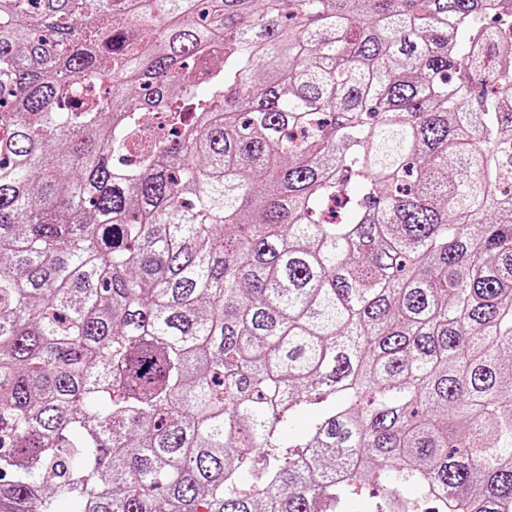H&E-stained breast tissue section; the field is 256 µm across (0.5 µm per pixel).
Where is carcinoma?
<instances>
[{
    "mask_svg": "<svg viewBox=\"0 0 512 512\" xmlns=\"http://www.w3.org/2000/svg\"><path fill=\"white\" fill-rule=\"evenodd\" d=\"M134 2L0 0V512H512V0Z\"/></svg>",
    "mask_w": 512,
    "mask_h": 512,
    "instance_id": "1",
    "label": "carcinoma"
}]
</instances>
